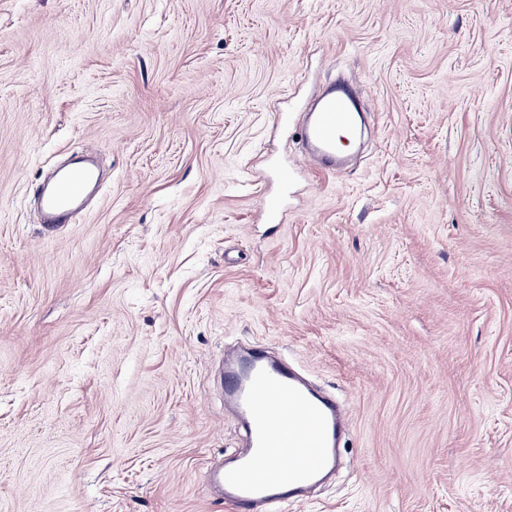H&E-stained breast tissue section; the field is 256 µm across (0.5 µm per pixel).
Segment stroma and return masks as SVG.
<instances>
[{
    "instance_id": "stroma-1",
    "label": "stroma",
    "mask_w": 512,
    "mask_h": 512,
    "mask_svg": "<svg viewBox=\"0 0 512 512\" xmlns=\"http://www.w3.org/2000/svg\"><path fill=\"white\" fill-rule=\"evenodd\" d=\"M337 76L374 120L332 176L295 141ZM248 344L349 416L285 512H512V0H0V512H232ZM94 155L93 151H87L76 165L58 170L42 188V228L47 234L55 233L73 213L85 207L89 190L97 184L96 167L91 159Z\"/></svg>"
}]
</instances>
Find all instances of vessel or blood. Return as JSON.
<instances>
[{"mask_svg": "<svg viewBox=\"0 0 512 512\" xmlns=\"http://www.w3.org/2000/svg\"><path fill=\"white\" fill-rule=\"evenodd\" d=\"M358 114L355 98L343 88L327 90L316 103L302 142L305 155L321 170L331 172L340 164L338 135L356 127ZM96 184L90 156L58 170L40 192L44 232L55 233L82 210ZM222 390L225 402L244 419L249 448L234 464L210 471L207 483L233 512H281L334 466L345 411L288 365L269 362L258 352L225 365Z\"/></svg>", "mask_w": 512, "mask_h": 512, "instance_id": "vessel-or-blood-1", "label": "vessel or blood"}]
</instances>
